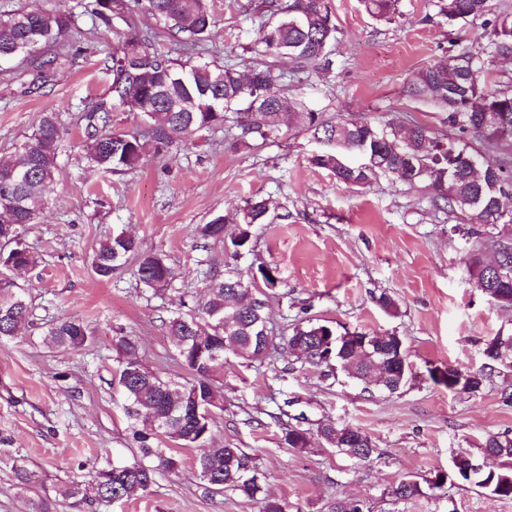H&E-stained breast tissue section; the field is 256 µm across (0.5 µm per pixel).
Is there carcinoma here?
Segmentation results:
<instances>
[{
    "instance_id": "carcinoma-1",
    "label": "carcinoma",
    "mask_w": 512,
    "mask_h": 512,
    "mask_svg": "<svg viewBox=\"0 0 512 512\" xmlns=\"http://www.w3.org/2000/svg\"><path fill=\"white\" fill-rule=\"evenodd\" d=\"M143 10L159 22L153 31L140 24V11L130 0H88L84 14L96 26L112 32L122 43V52L109 57L112 72L110 97L85 115L84 148L88 160L99 170L120 175L138 168L143 160L144 140L156 153L170 154L183 138L201 131L224 128L232 118L233 140H262L278 131L285 113H301L302 120L324 145L310 162L331 171L346 185L363 187L379 175L429 191L432 205L462 217L466 234L474 239L466 265L476 287L501 307H512V277L491 273L495 265L512 268V238L501 237L499 251L488 257L476 242L488 228L512 225V77L489 81L495 59L512 55V10L491 7L490 0H437L438 14L456 23L482 20L483 41L460 44L452 54L414 72L407 96L433 105L446 114L445 122L455 134L441 139L415 123L399 132L393 124L377 126L367 120L339 118L320 112H300L301 103L288 94V82L309 69L328 67V47L335 40L327 0H285L257 6L258 32L265 55L271 60L254 62L243 73L237 65H219L204 60L214 15L209 0H145ZM371 16L390 21L398 13L399 0H362ZM77 33L70 13L31 9L0 17V70L19 62L27 65L34 79L47 83L64 54L65 41ZM169 39L167 52L156 43ZM293 63L291 76L277 68L273 59ZM133 112L148 126L143 134L112 129L109 113L114 109ZM62 126L54 112L41 113L32 134L20 145L12 160L0 163V342L19 335L29 322L32 303L29 289L10 277L9 270H25L37 264V256L25 243V226L36 224L45 206L44 187L58 170ZM495 152L502 159L493 160ZM244 225L230 240L234 255L249 249L250 227L270 220L267 200L254 198L234 213ZM226 217L216 216L196 226L204 239L224 241ZM131 257L137 259V278L155 295L175 287L180 273L158 253H143L137 241L123 231L104 239L95 252L92 268L100 280L109 281ZM264 287L254 289L256 305L246 298L242 278L210 276L205 302L172 318L167 326L171 345L187 371L182 381L163 378L147 368L139 355L135 337L118 332L114 347L119 355L117 382L122 389V409L140 456L116 468L96 472L94 500L108 503L147 491L162 473H176L180 454L161 448L164 441L183 448H198L211 435V416L224 406V385L216 382L224 362L233 356L260 361L268 356L261 339L268 327L269 291L277 279L269 268L260 269ZM93 331L81 319L62 316L46 332L56 347L80 350ZM286 345L289 354L305 363L338 368L348 377L391 393L405 387L411 369L405 350L391 355L383 348L392 338L355 330L336 335V329L311 319L294 325ZM484 362L476 371L448 368L444 383L450 390L476 392L488 374L506 367L495 347L483 350ZM317 440L353 459L368 461L376 453L372 439L353 426L326 423L316 435L290 425L284 440L288 447L303 450ZM483 455L500 460L487 472L469 471L472 456L456 455V465L425 480L431 490L445 485H474L499 498H512V437L491 434L481 446ZM200 479L210 488L230 489L248 501L259 503V512H290L283 497H258L256 467L240 448L217 447L196 459ZM423 494L422 483L403 480L392 495L408 500Z\"/></svg>"
}]
</instances>
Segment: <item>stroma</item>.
I'll return each mask as SVG.
<instances>
[{"label":"stroma","mask_w":512,"mask_h":512,"mask_svg":"<svg viewBox=\"0 0 512 512\" xmlns=\"http://www.w3.org/2000/svg\"><path fill=\"white\" fill-rule=\"evenodd\" d=\"M260 0H211L216 23L208 46L218 61L249 67L260 59L253 13ZM82 0H0V15L29 9L76 14L84 33L64 52L47 87L32 84L23 65L0 73V161L9 159L43 112L60 116L58 170L46 208L24 241L40 257L22 277L33 306L29 324L0 344V512H30L49 500L52 512H257L230 490H207L195 461L181 449L179 473H163L147 492L105 506L66 498L61 488L89 482L93 471L138 454L128 436L113 386L115 331L135 336L143 362L180 379L167 324L205 298L206 271L258 275L270 268L278 282L266 312L274 336L299 320L316 319L337 333L363 330L400 336L412 368L399 392L364 390L343 374L328 375L284 350L260 361L224 365V408L212 417L210 445L248 453L264 492L287 498L295 512H325L337 498L365 502L368 512H512V499L468 486L410 500L391 497L404 479L433 478L459 453L479 455L491 434H512V370L492 374L478 392L448 390V368L481 367L487 342L512 333V309L475 288L465 256L472 241L455 219L436 209L426 191L381 176L350 187L311 164L320 148L297 119H286L266 141L237 145L228 130L197 132L167 156L146 150L141 166L121 176L89 163L83 116L104 99L111 82L104 63L119 53L110 31L92 30ZM336 39L331 69L303 76L291 92L308 110L378 125L417 122L447 133L445 115L411 101L415 71L446 54L448 24L434 0H399L393 21L371 17L361 0H328ZM268 201L273 223L252 229V249L233 256L223 243L194 231L246 201ZM131 234L141 251L164 255L181 278L155 296L128 263L112 281L94 275L91 262L114 230ZM396 303L384 312L377 300ZM81 318L94 330L83 349L49 346L44 334L57 317ZM332 422L367 433L377 451L361 463L321 447H288V426ZM25 459L40 483L27 489L12 464Z\"/></svg>","instance_id":"35a3bbf8"}]
</instances>
